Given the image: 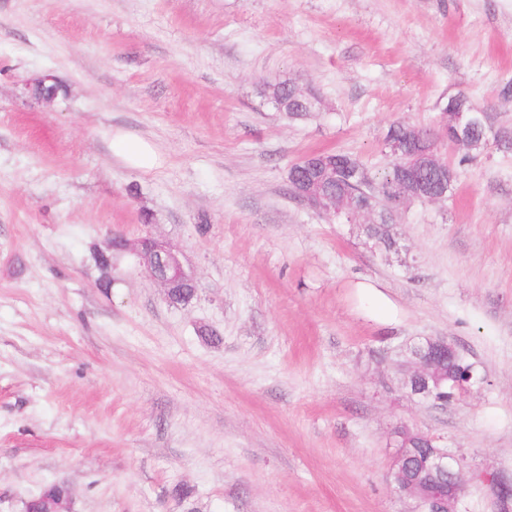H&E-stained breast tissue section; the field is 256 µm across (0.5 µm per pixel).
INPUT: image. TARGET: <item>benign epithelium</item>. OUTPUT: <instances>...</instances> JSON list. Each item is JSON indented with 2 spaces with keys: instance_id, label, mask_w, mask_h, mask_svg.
I'll list each match as a JSON object with an SVG mask.
<instances>
[{
  "instance_id": "benign-epithelium-1",
  "label": "benign epithelium",
  "mask_w": 512,
  "mask_h": 512,
  "mask_svg": "<svg viewBox=\"0 0 512 512\" xmlns=\"http://www.w3.org/2000/svg\"><path fill=\"white\" fill-rule=\"evenodd\" d=\"M60 90L62 85L47 75L38 80L35 95L42 101L51 102ZM476 121L475 112H466L448 104L441 108V126L445 136L451 139L452 145L468 152L473 148L468 132ZM385 149L398 163V175L391 186V204L395 209L399 210L412 201L441 202L448 199V183L455 181L456 173L441 158L435 144L423 142L416 133L409 143L394 138L385 140ZM297 165L306 169L308 175L294 186L293 196L309 209L328 219L344 220L349 224L365 214L352 195H337L326 189L330 183L347 182L357 174L358 168L352 157L343 155L327 162L310 154L299 160ZM425 170L439 173L441 178L428 182L422 177ZM132 251L151 277L165 288V296H171L176 288L196 286L193 274L184 268L178 255L164 242L151 236L143 237ZM435 349L452 356L459 355L456 346L447 339L425 338L408 349V372L426 383L434 382V387L426 388L418 399L442 408L448 405V400L437 396L442 387L463 393L477 382V377L470 364L454 375H446L429 355ZM403 438L404 431L401 430L396 434L397 451L389 471L394 491L414 500L417 512H458L457 505L465 489V458L436 446L427 456L414 461L402 448Z\"/></svg>"
}]
</instances>
